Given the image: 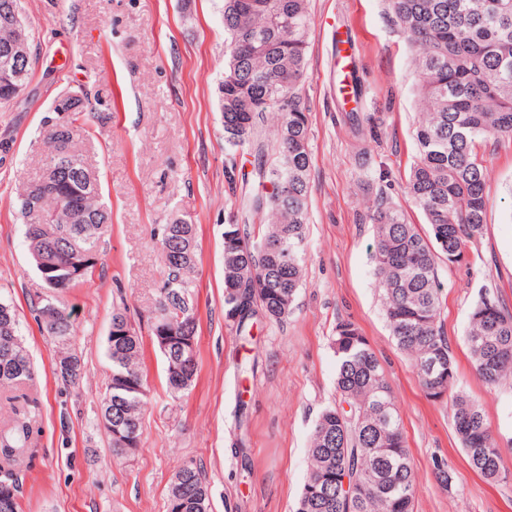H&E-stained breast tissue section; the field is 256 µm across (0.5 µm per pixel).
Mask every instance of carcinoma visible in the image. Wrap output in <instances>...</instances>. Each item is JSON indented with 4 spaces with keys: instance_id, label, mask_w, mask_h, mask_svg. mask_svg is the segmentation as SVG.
<instances>
[{
    "instance_id": "carcinoma-1",
    "label": "carcinoma",
    "mask_w": 512,
    "mask_h": 512,
    "mask_svg": "<svg viewBox=\"0 0 512 512\" xmlns=\"http://www.w3.org/2000/svg\"><path fill=\"white\" fill-rule=\"evenodd\" d=\"M388 11L412 51L417 74L420 120L418 154L406 192L429 226L424 237L397 205H373L375 275L383 293V312L396 346L411 356L419 383L434 402L449 400L455 433L470 467L489 482H506L502 448L481 404L451 392L456 361L440 323L444 285L438 261L458 264L467 244L486 224L487 160L478 151L488 137L512 140V0H386ZM20 0H0V54L15 42L14 19ZM312 22L308 0H224V31L229 54L224 67V144L231 153L249 145L266 114L278 117L277 162L260 167L271 192L252 210L267 217L260 240H250L241 225H224V312L239 311L236 333L248 335L259 319L281 322L294 308L303 280L308 220L309 113L300 90ZM21 77L0 78V102L19 96L31 58L20 61ZM41 177L18 197L31 254L48 255L75 246L99 254L112 224L101 199L97 176L76 147L73 129L56 124L48 137ZM80 208L70 222L65 194ZM195 225L176 218L163 226L158 244L169 254ZM196 263L167 266L151 317V335L162 325L179 330L186 321L197 331L195 307L184 297L192 288ZM112 320L129 326L130 336H107L111 374L104 400L112 417L128 429V447L110 436L112 455L127 458L141 443V410L147 397L142 369L143 339L127 310ZM55 342V363L75 364L57 378L77 384L84 375L72 348L71 315L58 308L42 322ZM479 379L496 386L512 378V310L489 288L479 290L464 336ZM336 391L340 402L323 409L310 434V469L295 512H414L416 475L399 408L380 359L358 327L336 325ZM166 385L180 393L194 381L198 352H163ZM34 368L10 303L0 300V388L32 380ZM11 426L0 429V482H18L9 462L23 456L34 434L28 411L12 407ZM168 512H211L210 490L195 462L176 470Z\"/></svg>"
}]
</instances>
